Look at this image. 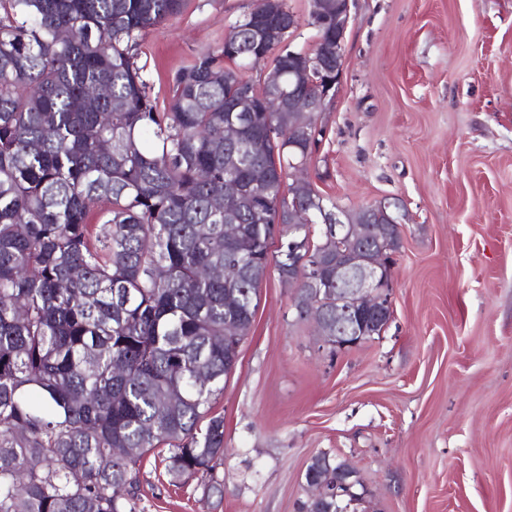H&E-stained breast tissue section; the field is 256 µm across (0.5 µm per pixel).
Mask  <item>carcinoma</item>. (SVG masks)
Segmentation results:
<instances>
[{
	"mask_svg": "<svg viewBox=\"0 0 512 512\" xmlns=\"http://www.w3.org/2000/svg\"><path fill=\"white\" fill-rule=\"evenodd\" d=\"M183 2L0 0V512H136L140 464L160 447L170 482L217 488L225 337L248 335L270 259L283 280L323 259V298L336 295V241L317 228L336 202L292 179L322 137L288 135L269 76L248 75L308 91L316 48L292 46L287 0H252L161 108L137 51ZM295 204L306 223H290ZM342 479L315 456L304 480L329 493L302 512H346L350 496L330 493Z\"/></svg>",
	"mask_w": 512,
	"mask_h": 512,
	"instance_id": "1",
	"label": "carcinoma"
}]
</instances>
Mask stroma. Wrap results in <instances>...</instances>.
<instances>
[{"instance_id": "1", "label": "stroma", "mask_w": 512, "mask_h": 512, "mask_svg": "<svg viewBox=\"0 0 512 512\" xmlns=\"http://www.w3.org/2000/svg\"><path fill=\"white\" fill-rule=\"evenodd\" d=\"M250 3L185 0L143 37L159 103ZM351 14L308 175L345 209L401 203L392 318L360 346H320L269 269L217 400L218 490L172 485L150 455L137 512H299L322 453L358 469V512H512V0Z\"/></svg>"}]
</instances>
